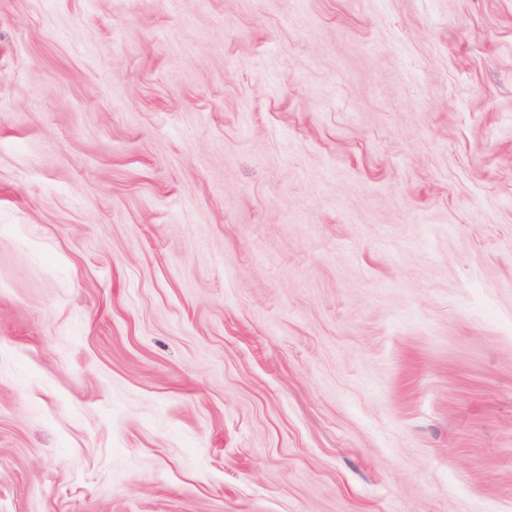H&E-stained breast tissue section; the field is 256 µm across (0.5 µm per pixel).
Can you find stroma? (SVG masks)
<instances>
[{
    "label": "stroma",
    "mask_w": 512,
    "mask_h": 512,
    "mask_svg": "<svg viewBox=\"0 0 512 512\" xmlns=\"http://www.w3.org/2000/svg\"><path fill=\"white\" fill-rule=\"evenodd\" d=\"M0 512H512V0H0Z\"/></svg>",
    "instance_id": "35a3bbf8"
}]
</instances>
